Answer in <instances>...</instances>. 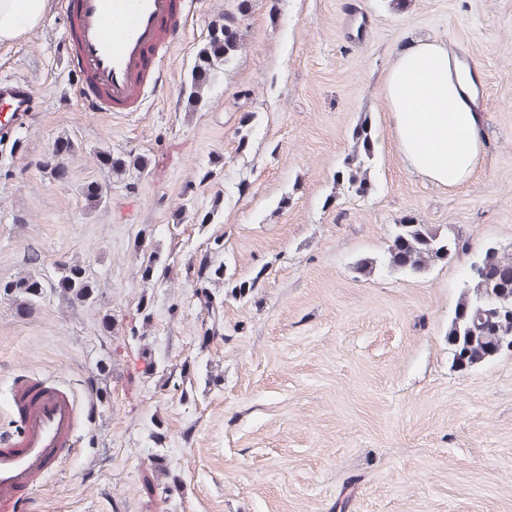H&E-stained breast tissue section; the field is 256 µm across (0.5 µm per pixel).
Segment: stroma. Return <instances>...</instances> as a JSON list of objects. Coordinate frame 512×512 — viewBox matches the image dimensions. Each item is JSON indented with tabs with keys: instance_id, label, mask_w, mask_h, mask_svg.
<instances>
[{
	"instance_id": "1",
	"label": "stroma",
	"mask_w": 512,
	"mask_h": 512,
	"mask_svg": "<svg viewBox=\"0 0 512 512\" xmlns=\"http://www.w3.org/2000/svg\"><path fill=\"white\" fill-rule=\"evenodd\" d=\"M62 2L0 45V74L40 99L0 138V431L19 371L98 404L81 454L36 491L47 512H512V351L461 368L446 338L472 258L512 255V0H198L166 87L130 115L83 111L56 52ZM227 13L242 45L189 106ZM414 38L481 70L485 148L453 189L410 170L390 132L383 86ZM363 124L359 197L336 173ZM107 153L146 165L115 175ZM406 218L469 253L390 271ZM202 262L222 279L202 286ZM74 265L93 302L59 288ZM24 277L43 284L34 302L5 288ZM205 289L223 302L210 337Z\"/></svg>"
}]
</instances>
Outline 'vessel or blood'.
I'll return each mask as SVG.
<instances>
[{
    "instance_id": "1",
    "label": "vessel or blood",
    "mask_w": 512,
    "mask_h": 512,
    "mask_svg": "<svg viewBox=\"0 0 512 512\" xmlns=\"http://www.w3.org/2000/svg\"><path fill=\"white\" fill-rule=\"evenodd\" d=\"M192 0H66L59 56L80 83L89 112L141 111L146 94L166 84L162 67L187 32ZM0 100L25 116L37 102L30 83L0 78ZM17 429L0 437V512H37L35 491L76 456L78 436L95 423L91 392L22 371L8 388Z\"/></svg>"
}]
</instances>
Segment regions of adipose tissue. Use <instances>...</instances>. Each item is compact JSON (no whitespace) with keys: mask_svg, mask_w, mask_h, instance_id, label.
I'll use <instances>...</instances> for the list:
<instances>
[{"mask_svg":"<svg viewBox=\"0 0 512 512\" xmlns=\"http://www.w3.org/2000/svg\"><path fill=\"white\" fill-rule=\"evenodd\" d=\"M49 0H0V43L19 40ZM480 79L445 42L415 39L391 65L384 88L392 136L406 164L436 185L469 182L484 148L475 106Z\"/></svg>","mask_w":512,"mask_h":512,"instance_id":"obj_1","label":"adipose tissue"}]
</instances>
